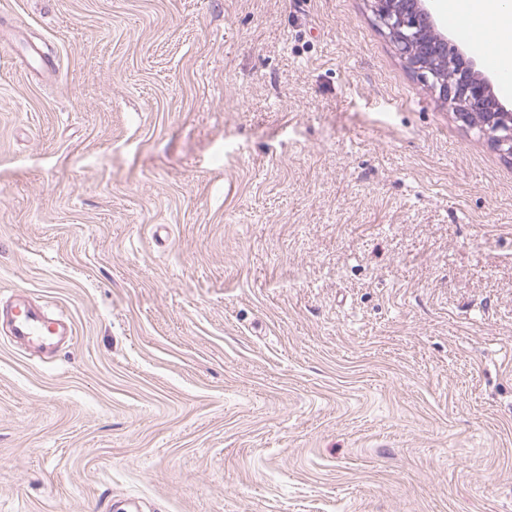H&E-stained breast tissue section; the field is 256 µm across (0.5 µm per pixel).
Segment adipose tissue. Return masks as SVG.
Listing matches in <instances>:
<instances>
[{"label":"adipose tissue","mask_w":512,"mask_h":512,"mask_svg":"<svg viewBox=\"0 0 512 512\" xmlns=\"http://www.w3.org/2000/svg\"><path fill=\"white\" fill-rule=\"evenodd\" d=\"M438 7L477 28L498 53L501 67L512 70V0H438Z\"/></svg>","instance_id":"ef3b65f1"}]
</instances>
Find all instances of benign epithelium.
I'll return each instance as SVG.
<instances>
[{
  "mask_svg": "<svg viewBox=\"0 0 512 512\" xmlns=\"http://www.w3.org/2000/svg\"><path fill=\"white\" fill-rule=\"evenodd\" d=\"M427 0H372L373 13L407 65L479 127L499 153L512 157V111L496 97L475 63L437 32Z\"/></svg>",
  "mask_w": 512,
  "mask_h": 512,
  "instance_id": "1",
  "label": "benign epithelium"
}]
</instances>
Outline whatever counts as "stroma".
I'll return each mask as SVG.
<instances>
[{
  "label": "stroma",
  "mask_w": 512,
  "mask_h": 512,
  "mask_svg": "<svg viewBox=\"0 0 512 512\" xmlns=\"http://www.w3.org/2000/svg\"><path fill=\"white\" fill-rule=\"evenodd\" d=\"M15 294L0 512H512V158L369 0H0ZM10 331L12 340L41 344L57 336L68 320L62 316L52 318L25 301L12 305Z\"/></svg>",
  "instance_id": "35a3bbf8"
}]
</instances>
